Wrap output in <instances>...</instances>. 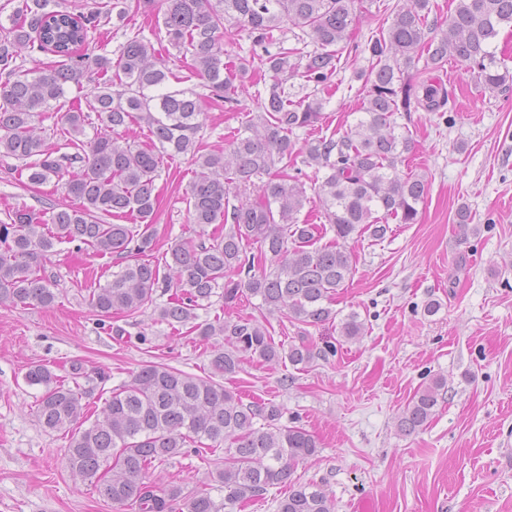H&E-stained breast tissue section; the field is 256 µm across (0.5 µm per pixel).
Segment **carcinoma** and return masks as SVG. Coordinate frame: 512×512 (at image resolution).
Returning <instances> with one entry per match:
<instances>
[{"label": "carcinoma", "instance_id": "carcinoma-1", "mask_svg": "<svg viewBox=\"0 0 512 512\" xmlns=\"http://www.w3.org/2000/svg\"><path fill=\"white\" fill-rule=\"evenodd\" d=\"M409 2L394 13L386 33L368 44L372 69L354 124L342 133L308 139L297 152L291 135L324 119L317 92L337 72V46L359 23L355 0H163L168 41L190 55L191 68L211 91L224 94L225 102L234 101L252 69L273 74L261 113L246 121L224 152L201 154L196 136L206 118L204 102L194 92L171 87L179 77L157 65L151 42L130 38L115 61L85 52L99 17L117 30L125 27L132 0H109L105 11L86 14L56 0H18L0 36V155L23 163L29 188L65 181L71 203L41 214L27 208L8 212L10 226L0 227V240L7 243L0 251V305L56 303L58 292L38 275V267L58 243L78 241L121 259L154 251L157 237L148 221L155 211L161 156H189L199 168L188 201L198 238L170 246L161 266L137 258L91 289L87 303L98 325H106L114 312L143 313L156 297L169 293L171 301L158 308L159 320L193 323L196 335L211 343L210 365L218 374L238 372L246 358L305 367L334 354L332 343L318 351L302 340L285 346L257 320L201 321L198 311L211 307L216 295L230 306L247 293L260 298L269 315L314 327L335 321V295L353 274L342 242L361 232L382 239L391 218L414 224L424 201V177L398 170L414 149L409 127L398 117L419 110L446 112L452 91L437 76L408 83L404 71L414 54L425 53V69L431 72L453 57L490 93L512 87V74L491 51L499 27H512V0H454L444 28L429 22V0ZM290 24L312 40L314 51L285 46ZM229 27L249 31L254 45L263 48L241 59L233 72L224 62ZM41 52L57 61L47 69L24 68L26 58ZM299 71L315 93L296 102L287 82ZM85 79L94 83L89 112L62 110L66 86H80ZM55 110L72 132L71 153L57 154L36 134V122ZM92 112L101 132L83 140ZM141 122L157 150L120 139V132ZM299 157L307 166L327 170L315 196L335 233L331 245L314 246L317 225L298 223L297 215L311 202L298 176L288 173ZM128 215L141 219L143 231L103 221ZM211 224L226 225L224 234L206 233ZM251 245L257 253L247 251ZM258 255L270 257L271 266H256ZM339 333L349 340L363 334L357 313L341 321ZM69 377L67 385L46 364L29 367L27 383L45 388L36 417L48 430L71 434L65 459L72 476L121 512H233L275 485L288 487L277 512H334L317 484L294 478L296 466L318 454L319 443L299 425H278L279 405L246 403L211 376L153 363L113 388L87 425L83 400L103 388L110 375L76 361ZM443 388V379L436 377L417 391L397 417L402 434L427 426ZM206 441L212 448L225 447L219 473L223 497L186 495L179 485L160 489L146 481L155 464L187 455L190 446L199 454Z\"/></svg>", "mask_w": 512, "mask_h": 512}]
</instances>
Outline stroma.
I'll use <instances>...</instances> for the list:
<instances>
[{
    "mask_svg": "<svg viewBox=\"0 0 512 512\" xmlns=\"http://www.w3.org/2000/svg\"><path fill=\"white\" fill-rule=\"evenodd\" d=\"M406 0H355L361 21L341 51V70L325 94L321 134L345 131L364 96L370 39L386 30ZM150 41L156 59L201 94L207 119L197 139L219 152L246 114H258L253 94L234 104L212 95L167 40L159 6L137 10L128 27L92 36L89 53L118 57L134 35ZM454 97L447 112H415L410 171L427 194L416 223L390 222L384 239L369 234L346 243L354 272L339 290V317L358 313L362 336L347 340L332 328L270 319L276 342L306 337L335 341V357L305 369L289 363L244 362L224 386L249 400L282 405V424L300 419L319 441L316 457L295 475L322 486L334 512H512V92L484 93L472 72L448 61ZM196 167L184 156L163 158L156 180L154 222L162 242L152 254L196 236L188 192ZM19 161L0 156V221L8 210H39L65 201L54 182L26 189ZM468 205L474 219L457 224ZM115 258L77 243H61L43 273L59 297L49 308L0 306V512H114L110 502L67 470L64 434L45 430L35 411L42 387L25 373L36 362L66 376L72 361L106 367L108 387L130 381L140 365L162 363L193 376L211 373L206 346L190 325L158 321L153 310L113 316L123 335L96 323L89 289L106 284ZM436 300L438 312L425 306ZM443 377L437 411L419 433L398 432L396 418L419 388ZM217 468L196 455L149 469L159 487L216 491Z\"/></svg>",
    "mask_w": 512,
    "mask_h": 512,
    "instance_id": "35a3bbf8",
    "label": "stroma"
}]
</instances>
